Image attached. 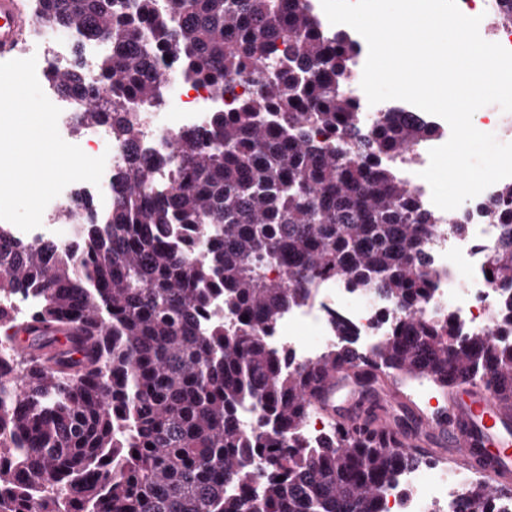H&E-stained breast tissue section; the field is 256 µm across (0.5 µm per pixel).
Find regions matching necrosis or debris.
I'll return each instance as SVG.
<instances>
[{
	"instance_id": "4bbe7bcc",
	"label": "necrosis or debris",
	"mask_w": 512,
	"mask_h": 512,
	"mask_svg": "<svg viewBox=\"0 0 512 512\" xmlns=\"http://www.w3.org/2000/svg\"><path fill=\"white\" fill-rule=\"evenodd\" d=\"M459 10L469 17H480L479 33L489 42L512 50V27H494L490 21L499 0H457ZM72 37L54 28H45L32 39L18 46L17 59L36 58V74L47 98L60 108L58 131L68 143L77 145L88 156L105 157L100 185L79 181L69 184L47 205L42 224L30 231L15 230V237L30 241L53 239L71 241L79 232L78 225L62 224L57 215L64 205L79 194L93 199L98 212L112 205V181L127 154L126 145L111 137L107 127H99L81 136L71 133V119L82 107L80 96L63 97L50 85L46 74L51 65L66 64L70 57ZM159 67L168 81L163 109L143 115L141 151L149 157L170 154L174 140L181 131L204 126L210 112L231 107L230 99L216 97L203 86L187 82L180 74L176 61L160 59ZM361 75H354L349 91L361 106L366 122H374L382 113L402 112L428 123V114L402 100H386L369 104L361 88ZM499 185H491L476 196V207L469 215L465 231L438 234L423 245L429 270L440 278L424 317L452 314L464 333L493 336L497 327L493 320L498 305L499 289L487 276L489 255L497 242L496 229L486 217L483 206L495 200ZM343 320L349 328L354 347L373 353L379 341L390 335L394 327V311L389 300L370 294L350 292L346 285L333 280L320 282L308 302L288 311L272 330L267 342L275 349L288 350L300 363H312L322 351L337 342L335 320ZM470 475L443 470H407L401 472L390 491L384 512H465L463 499Z\"/></svg>"
}]
</instances>
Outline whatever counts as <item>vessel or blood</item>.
Wrapping results in <instances>:
<instances>
[{"mask_svg":"<svg viewBox=\"0 0 512 512\" xmlns=\"http://www.w3.org/2000/svg\"><path fill=\"white\" fill-rule=\"evenodd\" d=\"M27 25L20 0H0V58L18 44ZM310 400L346 426L368 429L393 448L417 457L449 449L464 468L484 478L491 491H512V411L504 409L478 379L467 380L457 398L436 412L388 416L397 405L390 377L373 357L328 372Z\"/></svg>","mask_w":512,"mask_h":512,"instance_id":"vessel-or-blood-1","label":"vessel or blood"}]
</instances>
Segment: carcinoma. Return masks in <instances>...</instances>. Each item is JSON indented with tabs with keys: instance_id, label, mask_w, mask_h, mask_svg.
<instances>
[{
	"instance_id": "obj_1",
	"label": "carcinoma",
	"mask_w": 512,
	"mask_h": 512,
	"mask_svg": "<svg viewBox=\"0 0 512 512\" xmlns=\"http://www.w3.org/2000/svg\"><path fill=\"white\" fill-rule=\"evenodd\" d=\"M33 2V28L110 46L96 86L84 87L79 41L47 79L94 100L75 124H108L130 154L108 212L89 200L59 212L81 226L76 240H19L0 224V293L38 294L26 321L69 342L38 336L46 358L0 367V512H381L417 459L340 425L314 443L303 433L315 372L362 356L345 324L311 364L267 344L327 276L400 313L373 354L388 373L445 395L484 378L512 405V184L485 207L506 335L421 318L434 278L422 243L465 220L437 222L389 164L437 127L390 112L365 129L342 89L359 53L349 33L324 32L306 0ZM162 55L234 101L177 137L168 187L153 177L162 162L137 151ZM215 296L234 324L202 325ZM244 403L258 413L248 432ZM465 499L493 512L499 497L478 479Z\"/></svg>"
}]
</instances>
